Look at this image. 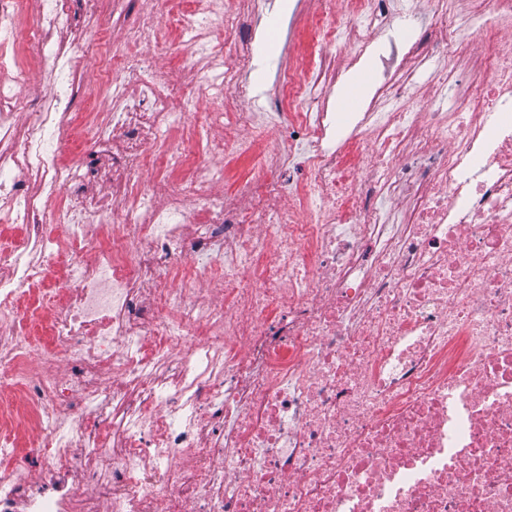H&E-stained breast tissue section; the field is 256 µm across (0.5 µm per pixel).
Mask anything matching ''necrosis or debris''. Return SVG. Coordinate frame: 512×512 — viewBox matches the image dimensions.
I'll use <instances>...</instances> for the list:
<instances>
[{
    "label": "necrosis or debris",
    "mask_w": 512,
    "mask_h": 512,
    "mask_svg": "<svg viewBox=\"0 0 512 512\" xmlns=\"http://www.w3.org/2000/svg\"><path fill=\"white\" fill-rule=\"evenodd\" d=\"M127 2L0 0V512H512V0H474L459 111L397 79L354 137L317 71L243 111L258 0H156L85 75ZM405 4L305 26L359 55ZM463 22L431 0L402 61L454 68ZM475 49L471 54L459 56L456 64L455 75L448 80V97L445 93L441 98L436 99V78L440 73V63L436 59H430L421 68H418L409 81L407 95L402 103L407 109L423 106L426 112H447L452 109L458 97L462 92L461 86L468 85L472 81L482 77V72L478 70V61L480 53L484 51V46L474 42Z\"/></svg>",
    "instance_id": "4bbe7bcc"
}]
</instances>
